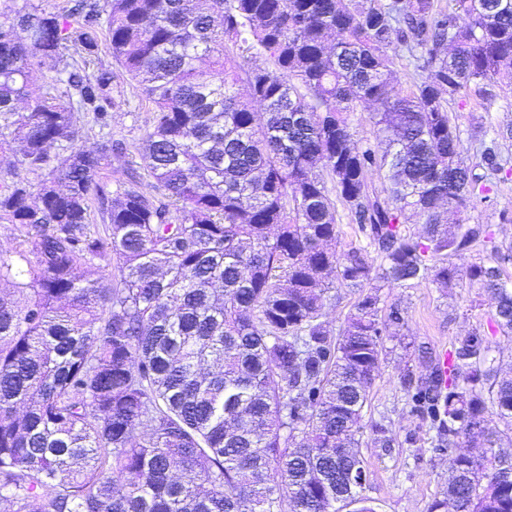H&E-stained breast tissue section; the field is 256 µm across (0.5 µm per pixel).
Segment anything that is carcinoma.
Listing matches in <instances>:
<instances>
[{
    "label": "carcinoma",
    "instance_id": "carcinoma-1",
    "mask_svg": "<svg viewBox=\"0 0 512 512\" xmlns=\"http://www.w3.org/2000/svg\"><path fill=\"white\" fill-rule=\"evenodd\" d=\"M103 32L151 104L135 156L108 136L73 147L76 111L111 119L112 71L87 73ZM45 59L76 105L50 94L22 112ZM399 60L421 76L406 94ZM503 80L512 0H74L0 21V136L23 143L0 182L18 231L0 250V512H337L349 496L376 512L346 476L365 471L370 372L401 321L379 318L381 284L464 276L512 332L505 257L457 265L486 229L446 217L512 175V125L471 136L469 166L449 110L492 103ZM374 103V140L357 142L352 116ZM340 205L379 265L331 247ZM331 275L370 289L336 337ZM489 352L472 332L448 377L433 361L401 376L448 454L430 512H512V458L487 418L512 421V375ZM473 429L481 457L458 451Z\"/></svg>",
    "mask_w": 512,
    "mask_h": 512
}]
</instances>
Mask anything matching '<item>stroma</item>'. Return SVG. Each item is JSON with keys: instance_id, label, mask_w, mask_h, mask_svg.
Listing matches in <instances>:
<instances>
[{"instance_id": "obj_1", "label": "stroma", "mask_w": 512, "mask_h": 512, "mask_svg": "<svg viewBox=\"0 0 512 512\" xmlns=\"http://www.w3.org/2000/svg\"><path fill=\"white\" fill-rule=\"evenodd\" d=\"M98 56L111 68V109L113 138L127 147L138 146L147 129L148 105L142 100L128 76L115 69L107 47ZM451 111L466 144L462 154L467 163L475 157L467 141L475 125L512 123V84H500L490 109L475 104L452 105ZM512 203V179L499 183L493 203H474L467 211L452 214L451 222L481 224L491 234L490 240L475 243L461 258V265L486 261L492 251L508 254L502 265V279L512 287V224L500 223L498 212ZM362 289L334 283L327 293L322 319L331 331H339L357 302ZM379 314L387 316L398 310L402 325L390 328L381 338L380 368L369 390L368 404L362 413L358 433L359 450L367 477L364 494L377 512H428L434 500L443 498L448 488V457L434 448L435 432L412 413L400 377L404 370L427 373L426 353L451 348L455 337L473 330L488 331L490 358L503 370H512V333L489 332L493 307L489 294L463 279L455 288L437 287L431 282L390 286L379 291ZM381 422L394 433L391 450L381 448L371 426Z\"/></svg>"}]
</instances>
